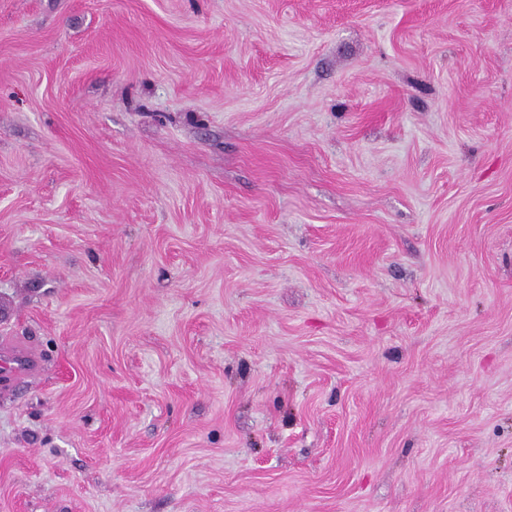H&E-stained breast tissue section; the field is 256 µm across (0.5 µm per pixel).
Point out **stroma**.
Listing matches in <instances>:
<instances>
[{
	"label": "stroma",
	"instance_id": "obj_1",
	"mask_svg": "<svg viewBox=\"0 0 512 512\" xmlns=\"http://www.w3.org/2000/svg\"><path fill=\"white\" fill-rule=\"evenodd\" d=\"M0 512H512V0H0Z\"/></svg>",
	"mask_w": 512,
	"mask_h": 512
}]
</instances>
